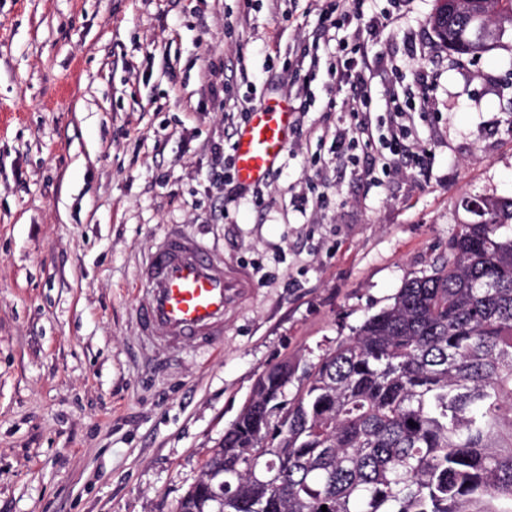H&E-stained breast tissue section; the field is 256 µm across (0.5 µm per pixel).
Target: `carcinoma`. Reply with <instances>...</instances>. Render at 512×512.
Wrapping results in <instances>:
<instances>
[{
  "label": "carcinoma",
  "mask_w": 512,
  "mask_h": 512,
  "mask_svg": "<svg viewBox=\"0 0 512 512\" xmlns=\"http://www.w3.org/2000/svg\"><path fill=\"white\" fill-rule=\"evenodd\" d=\"M430 24L480 58L512 0H447ZM466 210L448 258L313 368L259 376L178 512H512V199Z\"/></svg>",
  "instance_id": "1"
}]
</instances>
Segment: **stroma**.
<instances>
[{"instance_id": "1", "label": "stroma", "mask_w": 512, "mask_h": 512, "mask_svg": "<svg viewBox=\"0 0 512 512\" xmlns=\"http://www.w3.org/2000/svg\"><path fill=\"white\" fill-rule=\"evenodd\" d=\"M316 7L0 0V512H175L271 364H317L447 258L464 200L512 198V31L457 57L435 0H365L387 26L344 31L377 110L411 102L425 172L333 158L323 133L350 116L326 106L332 50L278 170L256 190L213 179L239 100H287ZM171 224L251 282L217 347L138 334L136 273Z\"/></svg>"}]
</instances>
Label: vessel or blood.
I'll return each instance as SVG.
<instances>
[{"label": "vessel or blood", "mask_w": 512, "mask_h": 512, "mask_svg": "<svg viewBox=\"0 0 512 512\" xmlns=\"http://www.w3.org/2000/svg\"><path fill=\"white\" fill-rule=\"evenodd\" d=\"M293 114L288 104L250 114L234 143L239 183L256 186L278 168L288 148ZM135 288L139 332L149 344L168 349L193 342L213 346L224 338V315L250 292L244 277L225 271L221 255L178 228L167 230L142 261Z\"/></svg>", "instance_id": "b4317fda"}]
</instances>
